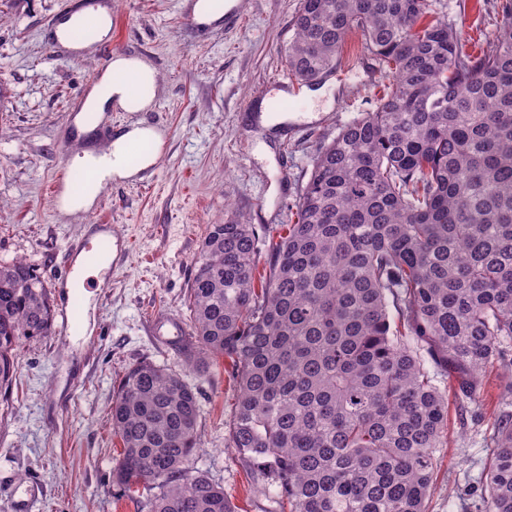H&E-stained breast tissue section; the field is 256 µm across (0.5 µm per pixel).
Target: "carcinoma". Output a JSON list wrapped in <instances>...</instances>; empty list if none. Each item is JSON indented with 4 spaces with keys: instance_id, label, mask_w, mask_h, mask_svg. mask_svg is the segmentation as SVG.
<instances>
[{
    "instance_id": "obj_1",
    "label": "carcinoma",
    "mask_w": 512,
    "mask_h": 512,
    "mask_svg": "<svg viewBox=\"0 0 512 512\" xmlns=\"http://www.w3.org/2000/svg\"><path fill=\"white\" fill-rule=\"evenodd\" d=\"M285 52L305 84L361 35L388 80L372 111L319 142L291 224L258 270L253 224H213L188 288L194 371L232 363L229 447L288 512H426L448 390L512 370V35L464 52L438 0H300ZM55 316L46 281L0 261V394L23 339ZM112 483L148 512H234L192 470L194 385L129 367L110 409ZM480 499L512 512V412Z\"/></svg>"
}]
</instances>
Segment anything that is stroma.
<instances>
[{"mask_svg":"<svg viewBox=\"0 0 512 512\" xmlns=\"http://www.w3.org/2000/svg\"><path fill=\"white\" fill-rule=\"evenodd\" d=\"M501 0H447L448 21L477 53L502 32ZM62 0H0V260L25 259L52 280L64 250L88 225L107 223L130 239L125 264L108 287L88 293L77 336L22 341L18 372L0 416V512H12L17 488L37 485V512H138L112 483L122 443L107 408L130 366L152 361L185 374L200 393L196 461L224 487L235 512H279L273 495L257 490L253 468L228 448L238 395L231 367L190 372L180 351L146 330L154 313L189 317L187 288L210 225L242 220L277 240L289 224L319 142L369 112L385 82L357 35H349L340 65L346 80L328 76L320 98L303 88V107L266 127L269 98L288 90L284 48L300 0H240L231 25L188 27L186 0H112L118 26L112 45L155 67L160 91L143 112L113 110V127L166 126V144L150 143L156 162L144 174L112 179L88 211L69 214L49 184L68 153L100 151L89 132L64 125L94 58L52 54L46 22ZM477 398L483 416L448 401L447 446L439 452L427 512H463L456 485L480 473L491 450L507 393L499 364L488 366Z\"/></svg>","mask_w":512,"mask_h":512,"instance_id":"35a3bbf8","label":"stroma"}]
</instances>
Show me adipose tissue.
<instances>
[{"label": "adipose tissue", "mask_w": 512, "mask_h": 512, "mask_svg": "<svg viewBox=\"0 0 512 512\" xmlns=\"http://www.w3.org/2000/svg\"><path fill=\"white\" fill-rule=\"evenodd\" d=\"M107 96L97 97L95 107H102L105 100L114 101L122 110L140 112L149 107L157 96L158 78L153 66L135 57H119L112 63L106 77ZM153 129L136 127L116 137L112 151L107 155L86 153L79 156L78 164L92 168L96 173L95 182L72 193L67 200V211L87 208L95 199L102 181L108 178H127L137 169L148 168L155 162L154 155H143L138 166H130L129 154L134 147L154 138Z\"/></svg>", "instance_id": "obj_1"}]
</instances>
